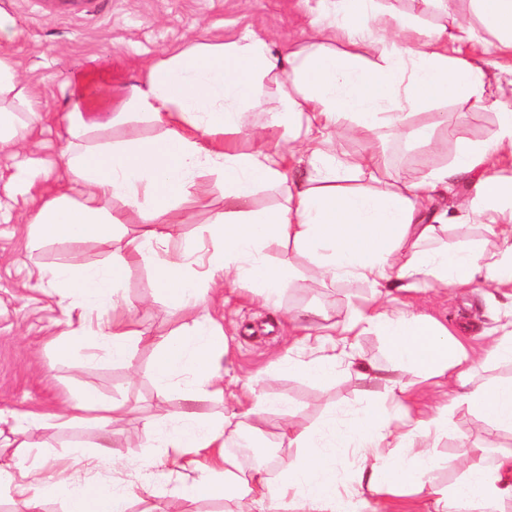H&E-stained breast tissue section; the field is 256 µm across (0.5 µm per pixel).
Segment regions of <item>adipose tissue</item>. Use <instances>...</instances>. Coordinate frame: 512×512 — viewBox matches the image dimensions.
I'll return each mask as SVG.
<instances>
[{
  "label": "adipose tissue",
  "instance_id": "1",
  "mask_svg": "<svg viewBox=\"0 0 512 512\" xmlns=\"http://www.w3.org/2000/svg\"><path fill=\"white\" fill-rule=\"evenodd\" d=\"M321 17L332 18L347 45L338 52L313 42L299 50H275L272 43L247 32L227 43H200L149 65L142 83L113 103L111 86L88 91V77L72 81L74 108L68 139L61 151V171L79 187L78 197L61 188L40 197L23 216L27 235L35 241L87 238L112 244L117 220L113 200L120 199L148 230L128 241V258L151 267L154 284L171 307L191 311L206 306L220 290L217 274H234L238 282L276 304L293 269L292 256L302 253L336 278H354L379 296L412 291L424 285H480L512 288V178L498 174L502 159L512 158V107L502 95L512 88V0H472L475 14L451 25L423 29L408 17L377 13L378 0H320ZM396 35L379 61L356 53L355 45L375 41V26ZM493 37L503 61L494 65L482 56L463 57L462 45ZM281 83V95L298 121L299 133L287 149L246 152L231 140L241 131V115L257 103L265 79ZM459 98L496 109L498 133L492 147L462 148L451 166L429 171L378 194L347 191L336 183L343 168L376 177L386 166L383 151L336 162L328 150L332 130L350 122L352 131L372 132L396 123L401 112L427 108L434 100ZM138 112L164 125L163 138L122 144H93L90 131L111 125L112 107ZM37 93L26 85L9 54L0 55V147L27 152L4 187L7 197L31 195L42 169L37 145L22 134V125L42 119ZM308 166L305 179H287L293 157ZM224 178V209L207 226L212 252L210 270L199 273L198 245L175 241L161 219L193 195L204 173ZM472 178V191L457 206L435 214L431 206L457 181ZM288 182V203L275 210L248 208L258 187ZM479 218L498 237L497 251L478 247H432L440 227L461 218ZM278 260H270V252ZM128 258L104 267L70 263L42 271L53 287L74 298L82 321H95V335L116 363L128 362L130 348L141 341L132 330L120 288ZM111 307L107 319L96 311ZM382 336L389 367L363 361L356 339ZM225 336L212 322L195 323L191 333L158 342L155 376L178 392L187 407L163 432L159 447L176 452L182 468H193L201 452L218 449L213 467L200 478L181 484L189 500L221 497L238 502L241 512H272L300 502L302 512H366L369 503L400 492L413 471L392 463L390 451L419 426L404 411L401 398L409 388L435 377L453 387V407L484 415L512 430V379L473 384L470 367L483 356L468 352L433 321L400 309L368 306L323 336H304L305 354L288 360V371L320 381L337 368L356 371L367 401L349 426H325V436L288 423L283 432L297 458L276 477L262 470L242 471L224 450L245 420L262 419L269 403L256 399L241 412L212 420L200 405L220 377L212 367L224 352ZM344 448L361 461L359 482L352 488L336 482L335 449ZM512 492V450L494 461L468 465L463 481L439 492L440 503L452 502L479 512H494L505 492ZM26 512H43L47 497L64 496L68 512H128L131 495L92 480L73 484L44 479L20 489Z\"/></svg>",
  "mask_w": 512,
  "mask_h": 512
}]
</instances>
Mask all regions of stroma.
Here are the masks:
<instances>
[{
  "label": "stroma",
  "mask_w": 512,
  "mask_h": 512,
  "mask_svg": "<svg viewBox=\"0 0 512 512\" xmlns=\"http://www.w3.org/2000/svg\"><path fill=\"white\" fill-rule=\"evenodd\" d=\"M316 0H0L20 30L9 52L19 65L22 79L39 94L45 111L43 122L32 132L39 143L48 178L39 191L57 187L61 172L59 152L66 143L70 110L68 80L92 71L110 79L113 90L137 83L147 65L169 53L201 42H229L245 29L274 43L276 48H301L312 42L317 30L311 24ZM379 7L411 14L427 28L450 24L452 17L469 14L468 0H454L451 12L424 4L423 0H379ZM278 87L268 80L263 105L244 112L238 136L242 149L287 147L288 127L269 126L270 112H287ZM435 126L434 145L421 146L413 130ZM164 128L147 118L127 115L112 126L94 130L95 142L145 140L162 135ZM498 132L495 110L461 99L439 100L429 111L412 112L379 133L350 136L333 132L330 150L340 161L364 154L377 139L386 144L387 169L373 181L352 171L343 172L346 186L379 192L428 171L451 165L461 146L491 142ZM0 206L9 210L10 222H0V430L9 431L13 413H51L65 400L74 399L81 387L95 389L108 402L121 404L107 432L90 424L47 423L22 435L32 450L42 451V473H64L69 481L88 477L117 484L133 492L130 512H204L202 502L172 495V487L205 473L209 464L199 456L194 470L181 469L174 455L153 445V425L166 424L185 403L165 392L153 376L155 344L163 337L188 332L192 319L174 311L156 293L152 270L129 262L120 294L128 305L136 330L146 339L131 347L130 360L115 363L99 353L86 360L78 351L58 356L52 341L65 329L68 298L50 290L39 272L80 261L103 265L127 253L126 243L146 226L123 201L112 204L122 225L111 247L93 241H45L29 244L19 218L31 206L28 198L7 199L0 190ZM224 208L221 178L204 176L193 201L172 212V233L179 240L207 243L206 226ZM373 292L357 280H338L322 272L305 257L295 259L278 305L263 299L226 277L224 293L209 308L222 324L227 351L219 362L221 391L209 395L205 411L215 419L241 410L252 395L285 403L298 427L320 430L330 418L348 422L362 403L363 383L354 373L340 372L328 382L279 371L275 361L295 355L300 340L316 334L318 327L339 324L355 309L369 305ZM395 307L431 317L466 347L489 349L496 330L512 309V291L470 286L423 287L395 295ZM107 440L110 461L93 467L100 440ZM431 450L434 465L421 474L418 484L395 498L389 512H435V489L451 486L464 477L474 447L488 456L512 449V432L493 427L480 415L453 410L445 433H416L396 448L393 459L415 466L420 447Z\"/></svg>",
  "instance_id": "35a3bbf8"
}]
</instances>
